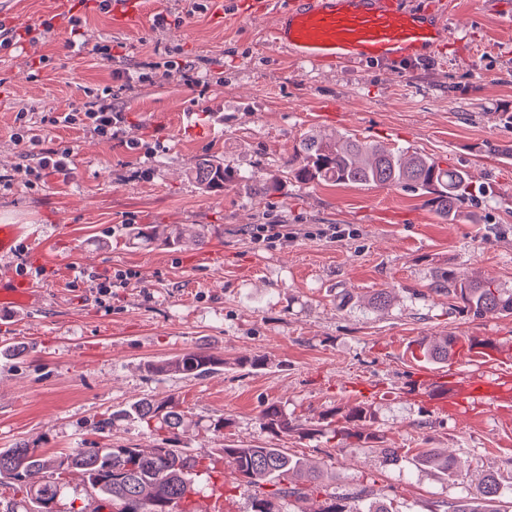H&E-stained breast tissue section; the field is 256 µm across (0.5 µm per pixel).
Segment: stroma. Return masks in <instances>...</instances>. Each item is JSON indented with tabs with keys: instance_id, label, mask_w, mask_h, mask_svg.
Returning <instances> with one entry per match:
<instances>
[{
	"instance_id": "obj_1",
	"label": "stroma",
	"mask_w": 512,
	"mask_h": 512,
	"mask_svg": "<svg viewBox=\"0 0 512 512\" xmlns=\"http://www.w3.org/2000/svg\"><path fill=\"white\" fill-rule=\"evenodd\" d=\"M197 2L189 14L182 0H136L118 22L95 0H71L66 16L57 0H0L6 26L54 24L0 50V224L24 228L0 275L25 274L37 296L0 309V448L46 458L148 449L154 435L123 413L143 397H172L201 458L221 460L227 444L284 448L390 512H439L491 474L512 512V410L453 416L416 395L419 374L468 367L424 360L425 336L495 340L483 371L512 372V315L476 318L429 291L451 267L512 290V160L497 153L512 146V0H453L450 39L415 60L332 67L293 62L274 43L282 0ZM72 17L78 54L66 47ZM105 45L118 62L100 54ZM117 66L131 83L113 79ZM107 86L125 110L118 137L50 124ZM312 130L462 169L476 195L449 221L417 191L299 182L287 160ZM36 137L71 150L69 176L26 184L18 169L33 164ZM203 157L281 188L264 198L234 181L205 191L191 175ZM139 224H197L206 239L146 243L133 237ZM258 224H288L296 236L258 246ZM333 224L342 235H325ZM128 269L134 278L116 283ZM383 288L389 309L368 308ZM196 350L220 368L197 378L154 369ZM245 355L264 363L238 365ZM273 402L314 436L264 432L259 415ZM356 405L373 415L369 446L318 436ZM217 418L223 430L210 431ZM384 448L398 461L385 463ZM423 448L452 453L456 476L419 465Z\"/></svg>"
}]
</instances>
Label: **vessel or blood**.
I'll use <instances>...</instances> for the list:
<instances>
[{"label":"vessel or blood","instance_id":"b4317fda","mask_svg":"<svg viewBox=\"0 0 512 512\" xmlns=\"http://www.w3.org/2000/svg\"><path fill=\"white\" fill-rule=\"evenodd\" d=\"M272 37L296 58L322 67L411 58L443 41L445 28L401 0H292ZM32 299L30 285L13 276L0 278L1 304L26 306ZM427 393L444 412L470 401L486 408L512 406L511 383L474 372L436 376Z\"/></svg>","mask_w":512,"mask_h":512}]
</instances>
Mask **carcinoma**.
<instances>
[{
  "label": "carcinoma",
  "mask_w": 512,
  "mask_h": 512,
  "mask_svg": "<svg viewBox=\"0 0 512 512\" xmlns=\"http://www.w3.org/2000/svg\"><path fill=\"white\" fill-rule=\"evenodd\" d=\"M292 172L302 182L403 186L432 194L436 209L450 220L473 200L474 193L467 174L460 169L443 168L429 157L394 151L350 135L305 136L294 152ZM194 175L209 191H220L224 183L234 179L224 164L212 158L201 159ZM134 235L145 242L169 245H178L185 238L183 230L157 224H142L134 228ZM430 292L448 297L453 309L476 317L488 313L512 315V292L501 288L493 278L448 269L435 278ZM456 344L454 336L418 341L423 356L438 362L448 360ZM221 364L223 361L199 350L162 363L156 370L202 377ZM125 417L157 433L151 451L136 446L75 448L49 465L29 448H7L0 450V478L13 480L17 492L25 495L36 512H56L58 497L66 487L64 476L72 470L82 472L88 488L111 504L112 512H203L195 502V498L204 496L196 477L203 470H211V465L179 447L184 430L180 403L173 397L144 398L132 403ZM343 419L344 425L331 428V433L358 444L372 439L366 432L371 420L367 407L354 406ZM260 425L273 437L301 430V425L289 420L276 403L261 412ZM222 454L224 465L255 488L252 512H282L287 500L315 493L325 496L316 512H389L388 507L368 500L364 488L337 492L336 478L308 466L283 448L226 445ZM417 460L421 465L456 473L454 458L433 448L421 450ZM40 470L46 472L44 482L37 487L29 485L27 476ZM267 483L272 484L268 491L264 490ZM500 497L499 483L488 476L475 496L449 503L444 512H500L496 509Z\"/></svg>",
  "instance_id": "obj_1"
}]
</instances>
